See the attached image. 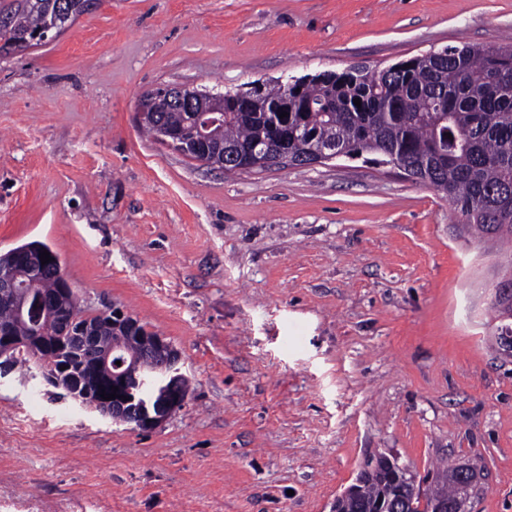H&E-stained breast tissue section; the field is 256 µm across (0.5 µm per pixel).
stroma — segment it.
Instances as JSON below:
<instances>
[{"instance_id": "35a3bbf8", "label": "stroma", "mask_w": 512, "mask_h": 512, "mask_svg": "<svg viewBox=\"0 0 512 512\" xmlns=\"http://www.w3.org/2000/svg\"><path fill=\"white\" fill-rule=\"evenodd\" d=\"M512 44V0H96L0 58V253L39 241L87 315L165 336L190 381L149 432L0 374V512H330L365 455L478 458L512 512V249L434 189L339 158L235 172L138 127L148 89L235 91Z\"/></svg>"}]
</instances>
